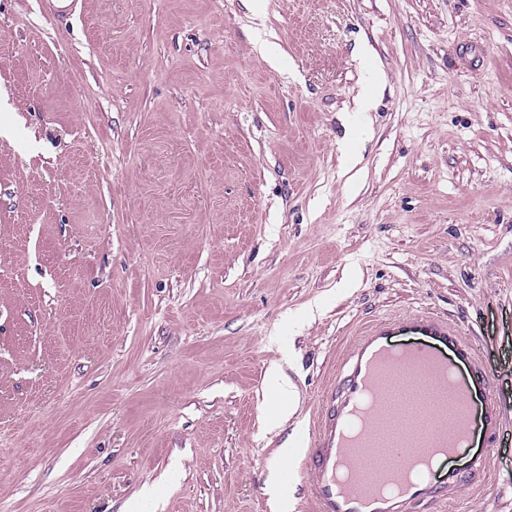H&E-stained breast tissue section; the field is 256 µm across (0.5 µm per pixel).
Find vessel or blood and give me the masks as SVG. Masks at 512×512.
Wrapping results in <instances>:
<instances>
[{"label": "vessel or blood", "instance_id": "vessel-or-blood-1", "mask_svg": "<svg viewBox=\"0 0 512 512\" xmlns=\"http://www.w3.org/2000/svg\"><path fill=\"white\" fill-rule=\"evenodd\" d=\"M406 329L425 334V342L392 344V334ZM397 365L432 393L431 405L416 410L385 394ZM464 366L473 383L461 378ZM502 418L493 373L458 328L422 312L371 324L343 354L314 426L305 463L309 499L315 512H435L486 486ZM468 448L470 464L457 468ZM377 451L392 463L364 479L361 469Z\"/></svg>", "mask_w": 512, "mask_h": 512}]
</instances>
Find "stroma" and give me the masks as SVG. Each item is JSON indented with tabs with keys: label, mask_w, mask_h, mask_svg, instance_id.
Listing matches in <instances>:
<instances>
[{
	"label": "stroma",
	"mask_w": 512,
	"mask_h": 512,
	"mask_svg": "<svg viewBox=\"0 0 512 512\" xmlns=\"http://www.w3.org/2000/svg\"><path fill=\"white\" fill-rule=\"evenodd\" d=\"M55 9L0 0V512H310L341 351L416 312L512 441V0ZM298 393L295 385L280 369H272L266 406L282 420H287L296 411Z\"/></svg>",
	"instance_id": "1"
}]
</instances>
